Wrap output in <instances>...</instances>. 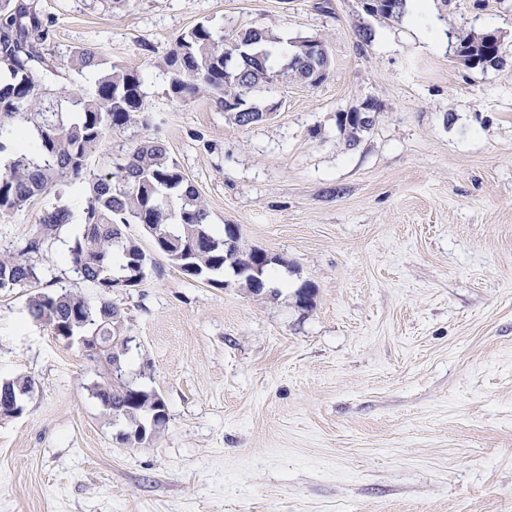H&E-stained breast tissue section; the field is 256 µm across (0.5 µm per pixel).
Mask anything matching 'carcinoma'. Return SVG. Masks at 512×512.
I'll return each mask as SVG.
<instances>
[{"label": "carcinoma", "mask_w": 512, "mask_h": 512, "mask_svg": "<svg viewBox=\"0 0 512 512\" xmlns=\"http://www.w3.org/2000/svg\"><path fill=\"white\" fill-rule=\"evenodd\" d=\"M50 30L33 0H0V216L34 202L70 178H84L88 193L83 227L68 252L72 270L100 290L97 302L63 290L30 297L32 317L57 336H104L96 352L106 364L122 362L128 341L123 337L124 315L111 295L114 288H134L146 278L149 256L121 226L141 224L155 251L186 278L222 286L218 274L224 264L238 263L235 274L244 277L249 291L259 293L254 278L265 279L267 261L260 275L251 268L259 249L240 245V236L216 233L199 191L170 157L163 142L147 137L107 174L87 167L92 149L111 131L140 123L149 126L143 112V79L136 68L106 66L102 51L81 48L70 57V67L80 75H93L84 89L49 88L34 75L35 67L53 71L44 53ZM280 37L264 28L226 33L199 22L182 33L164 55L161 66L168 79V95L187 103L206 94L235 123L248 128L267 118L250 93L283 74L297 81L313 72L312 60L292 54L287 67L279 66ZM457 47L472 67L504 68L512 63L495 31L469 34ZM339 117L348 141L357 143L373 126L371 121L349 122ZM73 213L65 204L46 209L38 234L14 252L0 253V290L25 288L40 281L32 255L65 225ZM32 380L17 376L0 381V396L24 397ZM91 396L106 413L124 424L119 440L130 445L151 442L167 420L162 395L131 386L112 371L94 381Z\"/></svg>", "instance_id": "carcinoma-1"}]
</instances>
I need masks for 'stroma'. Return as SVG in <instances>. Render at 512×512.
Returning <instances> with one entry per match:
<instances>
[{
	"mask_svg": "<svg viewBox=\"0 0 512 512\" xmlns=\"http://www.w3.org/2000/svg\"><path fill=\"white\" fill-rule=\"evenodd\" d=\"M38 6L45 85L87 86L68 65L80 47L143 73L150 126L110 133L90 169L159 138L214 228L277 262L258 295L230 271L223 288L192 282L125 226L151 258L112 292L126 376L168 407L135 446L88 392L103 361L34 320L30 289L0 290V381L34 382L24 414L0 419V512H512V67L453 57L458 35L493 29L512 50V0H431L400 21L363 0ZM203 21L323 39L331 73L252 92L273 114L248 129L208 96L175 104L158 62ZM368 100L375 123L350 145L338 116ZM59 199L76 220L35 256L38 289L97 301L66 261L85 183L0 216V248Z\"/></svg>",
	"mask_w": 512,
	"mask_h": 512,
	"instance_id": "stroma-1",
	"label": "stroma"
}]
</instances>
